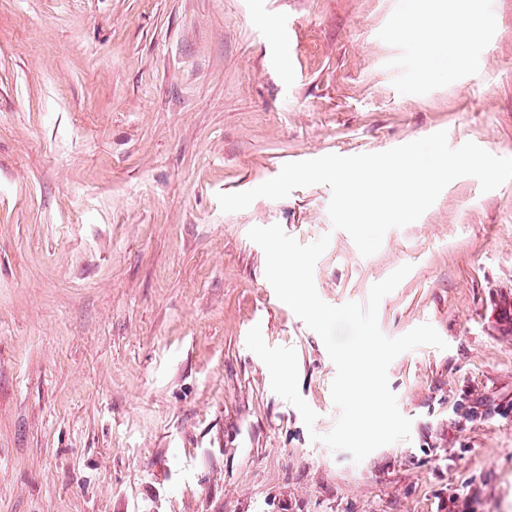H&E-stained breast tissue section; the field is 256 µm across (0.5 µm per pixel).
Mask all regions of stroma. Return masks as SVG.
I'll list each match as a JSON object with an SVG mask.
<instances>
[{
  "label": "stroma",
  "mask_w": 512,
  "mask_h": 512,
  "mask_svg": "<svg viewBox=\"0 0 512 512\" xmlns=\"http://www.w3.org/2000/svg\"><path fill=\"white\" fill-rule=\"evenodd\" d=\"M459 59L397 33L413 0H0V512H512V180L461 177L364 257L323 184L225 213L283 165L438 131L512 157V0H471ZM329 236L323 301L386 295L409 439L361 462L321 338L252 227ZM297 353L317 413L246 344Z\"/></svg>",
  "instance_id": "stroma-1"
}]
</instances>
